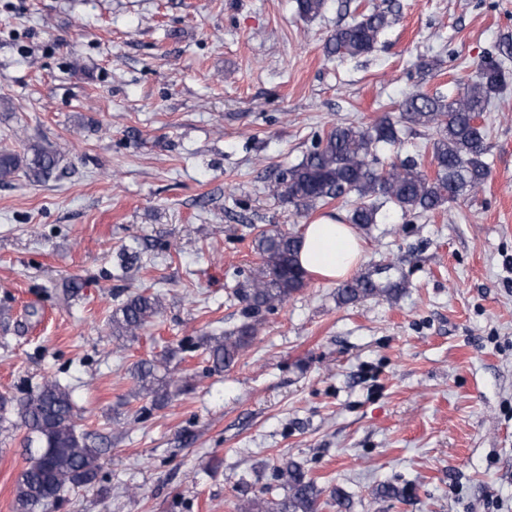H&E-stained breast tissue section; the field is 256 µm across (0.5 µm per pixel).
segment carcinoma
<instances>
[{
  "instance_id": "carcinoma-1",
  "label": "carcinoma",
  "mask_w": 512,
  "mask_h": 512,
  "mask_svg": "<svg viewBox=\"0 0 512 512\" xmlns=\"http://www.w3.org/2000/svg\"><path fill=\"white\" fill-rule=\"evenodd\" d=\"M327 0H297L300 16L320 15ZM394 22L389 11L373 10L353 23L336 28L325 44L328 55L340 58L370 53L381 35ZM506 86L502 62L488 56L475 69L474 79L448 100L425 92L410 93L389 113L368 124H337L297 165L280 172L271 183L278 198L305 213L346 195L356 196L348 223L367 228L386 217L384 206L392 204L402 215L433 213L461 196H474L488 175L486 134L478 123ZM418 125L435 130L428 175L409 161H380L377 148L400 141L404 129ZM31 155L0 151V184L14 180L19 171L35 179L50 176L58 167L56 155L33 145ZM301 234L273 225L255 238V250L263 262L260 274L239 289L245 303L240 325L222 336L206 340L213 368H227L251 346L260 317L284 304L305 286L298 262ZM401 282L375 281L359 274L336 289L341 304L374 296H394ZM159 295L133 293L115 310L109 324L117 339H135L160 313ZM138 393L163 404L177 379L169 369V358L144 361L134 367ZM72 390L56 380H46L35 391L15 400L0 396V423L17 417L26 432L23 438L25 466L14 484V512H51L65 489L91 480L102 450L89 434L78 430ZM284 494L268 498L254 495L238 505L241 512H318L323 490L307 476L302 465L287 461L277 470Z\"/></svg>"
}]
</instances>
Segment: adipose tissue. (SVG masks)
Returning <instances> with one entry per match:
<instances>
[{
    "label": "adipose tissue",
    "instance_id": "ef3b65f1",
    "mask_svg": "<svg viewBox=\"0 0 512 512\" xmlns=\"http://www.w3.org/2000/svg\"><path fill=\"white\" fill-rule=\"evenodd\" d=\"M362 256V242L351 225L326 218L307 225L303 231L299 264L310 275L327 280L344 279Z\"/></svg>",
    "mask_w": 512,
    "mask_h": 512
}]
</instances>
